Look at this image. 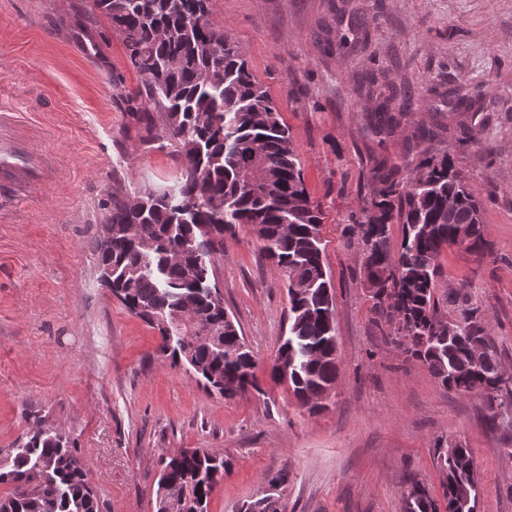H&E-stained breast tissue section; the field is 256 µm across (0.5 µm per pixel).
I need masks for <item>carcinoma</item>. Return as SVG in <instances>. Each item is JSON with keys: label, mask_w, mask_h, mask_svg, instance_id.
<instances>
[{"label": "carcinoma", "mask_w": 512, "mask_h": 512, "mask_svg": "<svg viewBox=\"0 0 512 512\" xmlns=\"http://www.w3.org/2000/svg\"><path fill=\"white\" fill-rule=\"evenodd\" d=\"M91 13L105 15L122 38L125 56L141 80L130 101L144 126L142 143L170 145L195 173H180L160 191L139 196L112 193L105 223L112 235L96 241L101 280L131 313L156 329L159 352L183 363L203 387L226 399L254 389L256 361L241 327L214 297V266L224 243L205 240L201 228L234 234L251 228L260 249L288 286V336L275 362L290 371L284 383L313 413L336 382V303L322 258L321 210L311 200L298 166L288 126L268 90L252 73L240 46L211 17L210 0H89ZM395 95L368 113L372 133L394 136L404 117L392 111ZM424 145L417 161L371 168L369 193L352 221L350 243L358 249L360 273L385 274L372 293V323L413 337L406 359L422 362L440 385L458 394L485 397L487 423L496 428L500 410L512 408V385L498 379L500 361L480 309L463 310L462 323L476 325L474 338L456 333L446 294L438 297L443 249L460 246L483 254L480 205L438 135L420 127ZM408 171L398 178L400 170ZM402 226L397 251L391 226ZM223 330L224 343L194 342L197 325ZM489 352L473 367L472 342ZM443 501L420 483L404 496L403 512H475L478 474L470 451L439 452ZM157 495L181 496L182 512H208L209 498L228 471L229 460L205 449L160 457ZM0 512H103L89 485L86 464L58 431L36 427L26 441L0 457ZM238 512H281L263 496Z\"/></svg>", "instance_id": "1"}]
</instances>
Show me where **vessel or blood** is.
I'll return each instance as SVG.
<instances>
[{
	"label": "vessel or blood",
	"instance_id": "b4317fda",
	"mask_svg": "<svg viewBox=\"0 0 512 512\" xmlns=\"http://www.w3.org/2000/svg\"><path fill=\"white\" fill-rule=\"evenodd\" d=\"M48 160L34 144L0 135V197H21L46 184Z\"/></svg>",
	"mask_w": 512,
	"mask_h": 512
}]
</instances>
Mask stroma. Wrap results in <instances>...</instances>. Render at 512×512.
I'll return each mask as SVG.
<instances>
[{
  "label": "stroma",
  "mask_w": 512,
  "mask_h": 512,
  "mask_svg": "<svg viewBox=\"0 0 512 512\" xmlns=\"http://www.w3.org/2000/svg\"><path fill=\"white\" fill-rule=\"evenodd\" d=\"M87 2L0 0V101L16 111L4 131L53 164L44 187L0 212V450L38 424L65 433L109 512H156L160 456L192 448L230 461L209 512H237L279 472L282 512H403L411 481L440 496L437 451L459 442L477 468V512H512V414L488 428L480 393L443 388L385 340L347 229L374 159L417 155L416 126L436 130L483 204L491 248L443 250L438 291L484 312L512 370V0L211 2L277 104L323 212L339 371L316 414L270 377L287 286L249 227L225 237L216 281L256 356L259 392L205 390L102 285L93 245L112 191L163 189L184 159L141 143L124 102L139 78ZM372 75L376 91L406 95L409 120L383 141L365 127L376 101L359 87Z\"/></svg>",
  "instance_id": "35a3bbf8"
}]
</instances>
